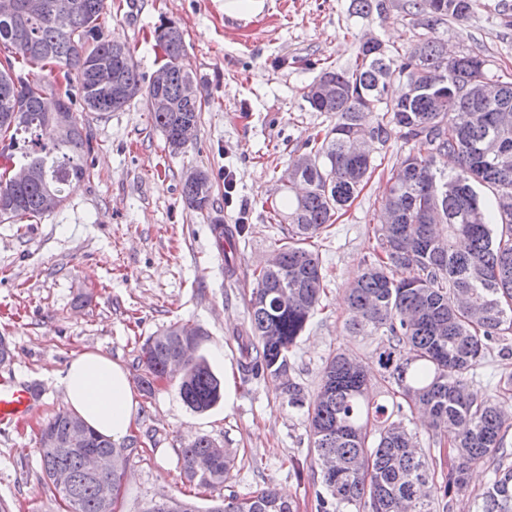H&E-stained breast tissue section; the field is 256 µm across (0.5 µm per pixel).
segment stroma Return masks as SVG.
<instances>
[{"instance_id": "35a3bbf8", "label": "stroma", "mask_w": 512, "mask_h": 512, "mask_svg": "<svg viewBox=\"0 0 512 512\" xmlns=\"http://www.w3.org/2000/svg\"><path fill=\"white\" fill-rule=\"evenodd\" d=\"M402 3L394 0L387 16L361 18L351 15V0H268L262 15L242 22L225 16L224 0H107L103 35L133 46L144 76L159 66L152 32L160 19L181 27L203 99L198 136L171 153L141 97L120 112L84 113L95 177L40 220L0 224V336L13 348L0 375L40 393L23 430H0V501L12 512H61L44 490L36 448L42 422L67 407L60 380L71 359L83 351L107 355L139 388L140 345L176 322L198 328L199 352L223 381L224 396L199 413L183 404L174 380L140 395L130 432L138 452L118 512H144L162 496L205 510L219 497H245L266 482L299 512H317L313 481L320 469L307 410L290 407L272 383L243 375L238 343L248 330L252 272L280 236L269 216L283 200L281 178L308 138L332 124L330 115L310 108L307 87L322 68L350 64L360 35L412 47L413 32L399 16ZM510 17L512 0H479L467 19L441 25L438 36L449 54L473 51L489 60L490 74H512ZM193 170L206 171L213 185L214 207L202 213L181 199ZM386 180L374 173L328 233L311 241L327 271V290L322 310L289 354V376L305 394L317 391L329 353L368 356L380 342L346 330L345 296L375 244ZM241 216L246 231L228 260L211 227L235 225ZM508 373L512 335L491 344L471 387L508 408L512 393L497 392ZM200 436L239 460L222 488L200 487L180 470L182 448Z\"/></svg>"}]
</instances>
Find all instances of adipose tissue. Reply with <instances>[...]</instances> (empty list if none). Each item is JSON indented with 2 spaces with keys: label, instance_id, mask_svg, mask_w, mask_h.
Segmentation results:
<instances>
[{
  "label": "adipose tissue",
  "instance_id": "1",
  "mask_svg": "<svg viewBox=\"0 0 512 512\" xmlns=\"http://www.w3.org/2000/svg\"><path fill=\"white\" fill-rule=\"evenodd\" d=\"M62 386L74 412L99 434L116 443L129 435L138 401L119 363L98 352H82L69 364Z\"/></svg>",
  "mask_w": 512,
  "mask_h": 512
}]
</instances>
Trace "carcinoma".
Masks as SVG:
<instances>
[{
  "mask_svg": "<svg viewBox=\"0 0 512 512\" xmlns=\"http://www.w3.org/2000/svg\"><path fill=\"white\" fill-rule=\"evenodd\" d=\"M18 13L0 14V158L41 169L36 182L11 186L0 207V223L44 215L41 203L52 190L65 204L92 178L88 157L93 150L81 112H119L141 95L147 103L158 95L169 109L151 111L154 125L171 152L189 145L181 139L187 126L198 127L202 101L181 97L184 82L194 79L185 63L183 31L171 20L154 30L156 45L166 56L167 80L156 85L138 71L134 51L101 37L106 0H18ZM477 0H404L402 20L414 31L416 44L405 52L362 40L353 65L324 68L308 86L311 109L334 116L324 136L288 165V183L299 178L310 186L297 196L285 188L283 208L274 211L287 236L273 249L275 269L255 270L248 299L251 340L241 344L240 366L246 376L264 377L288 396L291 407H308L307 432L322 471L324 492L317 493L318 512H352L363 503L371 512H447L446 499L465 487L471 464L493 466L495 478L481 494L476 512H512V453L507 436L512 422L488 398L470 390L468 374L485 358L489 344L512 334V128L499 129L497 115L512 111V81L488 76V60L478 54L448 56L436 37L439 26L467 18ZM70 15L60 29L54 15ZM388 0H353L352 13L382 16ZM108 59L128 94L120 100L93 80L91 63ZM36 66L32 80L16 68ZM405 78L409 94L390 100L386 81ZM336 95H319L322 84ZM493 84L492 97L482 89ZM46 94L59 96L73 126L45 144L40 131L51 126L40 111ZM369 136L386 145L398 137L410 145L408 154L389 171L382 210L397 215L394 224L374 227V259L348 288L346 329L355 336H383L381 348L367 364L352 354L328 355L318 391L306 397L288 372V354L325 295L326 275L319 254L305 247L349 207L376 170L373 158L351 151L353 141ZM452 154L458 171L447 175L438 159ZM488 188L485 202L475 190ZM181 196L196 211L213 206L207 172L184 181ZM232 231L216 224L218 240L236 250ZM196 328L174 323L148 337L140 348L144 366L142 390L150 394L162 379L172 356L192 342ZM389 386L391 405L378 403L372 381ZM222 382L208 360L196 355L180 375L179 394L195 412H204L221 398ZM423 408L443 447L450 438L448 473L437 482L434 458L417 453L416 441L402 419L403 410ZM69 421L55 414L41 424L37 452L46 486L65 512H115L134 443L116 444L87 429L84 448H50L48 436L64 438ZM95 448L121 457V466L96 475L87 473L84 449ZM236 456L208 437L182 449L180 467L197 484L218 488L235 468ZM62 469L70 485L60 490L52 475ZM112 487V504L102 496ZM145 512H201L191 500L152 501ZM206 512H298L271 484L249 497H222Z\"/></svg>",
  "mask_w": 512,
  "mask_h": 512,
  "instance_id": "1",
  "label": "carcinoma"
}]
</instances>
